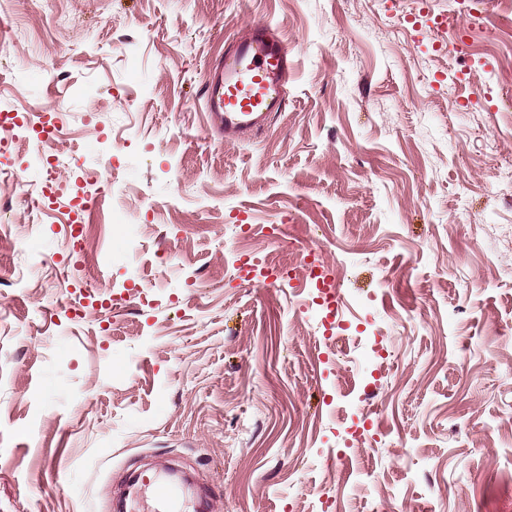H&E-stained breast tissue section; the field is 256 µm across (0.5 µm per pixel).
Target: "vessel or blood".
<instances>
[{"label": "vessel or blood", "instance_id": "b4317fda", "mask_svg": "<svg viewBox=\"0 0 512 512\" xmlns=\"http://www.w3.org/2000/svg\"><path fill=\"white\" fill-rule=\"evenodd\" d=\"M291 66L287 42L268 24L250 25L231 41L203 84L211 128L228 141L265 131L272 117L288 107ZM129 500L131 512H179L175 487L161 482L150 469L136 474Z\"/></svg>", "mask_w": 512, "mask_h": 512}]
</instances>
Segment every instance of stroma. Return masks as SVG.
<instances>
[{
    "instance_id": "35a3bbf8",
    "label": "stroma",
    "mask_w": 512,
    "mask_h": 512,
    "mask_svg": "<svg viewBox=\"0 0 512 512\" xmlns=\"http://www.w3.org/2000/svg\"><path fill=\"white\" fill-rule=\"evenodd\" d=\"M491 9L13 0L0 512H115L145 466L193 474L209 512H512V59ZM459 11L466 57L436 26ZM258 22L291 49L288 110L227 142L203 82Z\"/></svg>"
}]
</instances>
